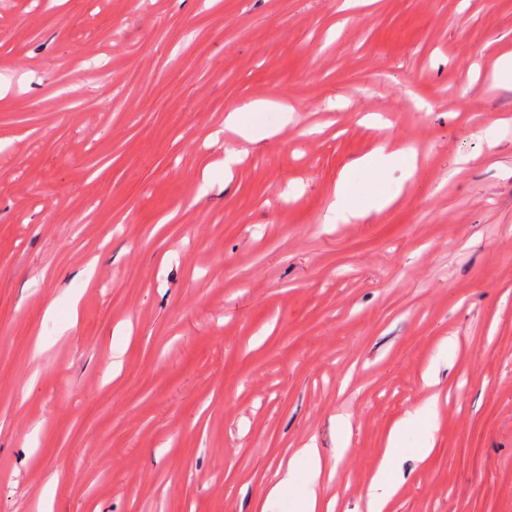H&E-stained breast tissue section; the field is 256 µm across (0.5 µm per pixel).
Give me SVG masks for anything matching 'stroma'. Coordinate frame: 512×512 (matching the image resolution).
<instances>
[{
  "label": "stroma",
  "instance_id": "obj_1",
  "mask_svg": "<svg viewBox=\"0 0 512 512\" xmlns=\"http://www.w3.org/2000/svg\"><path fill=\"white\" fill-rule=\"evenodd\" d=\"M509 50L512 0H0V512H286L309 443L367 512L434 393L383 512H512ZM247 110L252 114L249 123H243L240 111ZM271 110L288 113L291 108L287 104L273 100H256L242 109H234L225 118V127L237 133L245 142L256 143L273 136L276 130L269 128L265 122V113ZM409 155L410 163L407 168L405 180L410 178L416 168V155L404 147L393 142H383L371 154L363 156L352 162L348 169L341 175L337 182L336 202L333 207L336 214L344 221L361 220L370 214V210L364 206L351 205L347 199V185L350 171L353 169L372 170L379 173L382 169L387 170L390 165L395 164L399 158ZM405 420L406 419L396 423L390 430L383 461L373 481L374 489L381 491L380 493L375 492L372 494V498L368 503L369 512H383L387 498L395 489L396 484L394 482H387L386 471L389 464H391L400 453V431Z\"/></svg>",
  "mask_w": 512,
  "mask_h": 512
}]
</instances>
